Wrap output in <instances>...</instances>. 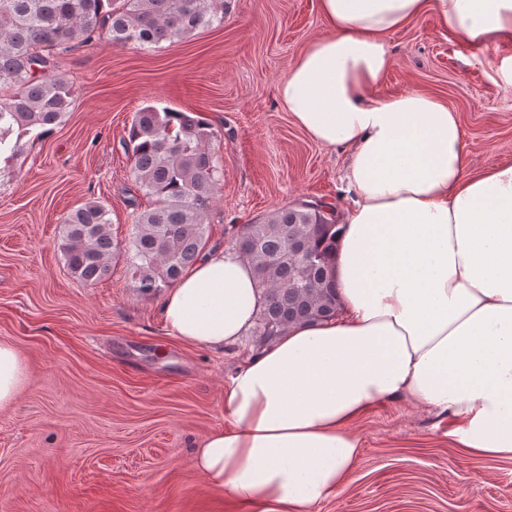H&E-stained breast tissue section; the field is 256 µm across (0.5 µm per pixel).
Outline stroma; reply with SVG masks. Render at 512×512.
<instances>
[{
	"label": "stroma",
	"mask_w": 512,
	"mask_h": 512,
	"mask_svg": "<svg viewBox=\"0 0 512 512\" xmlns=\"http://www.w3.org/2000/svg\"><path fill=\"white\" fill-rule=\"evenodd\" d=\"M325 30L319 0H232L223 25L176 43L144 50L103 36L59 55L70 111L0 176V342L27 367L0 408V512H252L208 485L191 450L227 427L224 384L255 339L222 351L181 343L163 324L161 294L139 292L130 200H149L123 140L150 103L221 130L209 246L230 247L240 225L305 201L344 215L345 153L312 141L276 97ZM387 41L376 98L414 91L458 112L467 173L512 163V87L496 75L512 37L476 49L430 10ZM88 200L109 209L120 247L93 285L71 275L61 249L64 217ZM355 429L356 465L318 512H512V458L465 453L447 420L394 401Z\"/></svg>",
	"instance_id": "stroma-1"
}]
</instances>
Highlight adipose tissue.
Segmentation results:
<instances>
[{"label": "adipose tissue", "mask_w": 512, "mask_h": 512, "mask_svg": "<svg viewBox=\"0 0 512 512\" xmlns=\"http://www.w3.org/2000/svg\"><path fill=\"white\" fill-rule=\"evenodd\" d=\"M430 8L473 47L512 35V0H320L326 32L276 86L310 138L349 155L355 199L332 260L337 316L289 325L239 367L224 388L230 429L192 451L210 487L255 512H314L338 495L360 453L355 423L387 402L447 419L468 453L512 457V164L466 174L457 112L371 95L387 34ZM260 304L228 247L202 254L161 315L170 337L218 351ZM24 376L0 343V408Z\"/></svg>", "instance_id": "ef3b65f1"}]
</instances>
